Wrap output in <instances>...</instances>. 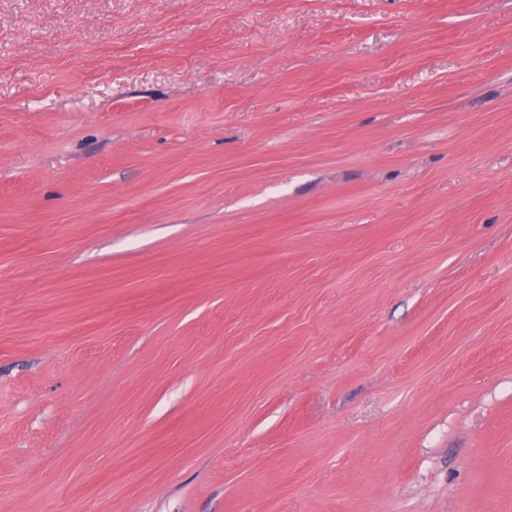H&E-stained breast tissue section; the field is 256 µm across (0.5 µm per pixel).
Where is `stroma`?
<instances>
[{
    "label": "stroma",
    "instance_id": "35a3bbf8",
    "mask_svg": "<svg viewBox=\"0 0 512 512\" xmlns=\"http://www.w3.org/2000/svg\"><path fill=\"white\" fill-rule=\"evenodd\" d=\"M0 512H512V0H0Z\"/></svg>",
    "mask_w": 512,
    "mask_h": 512
}]
</instances>
